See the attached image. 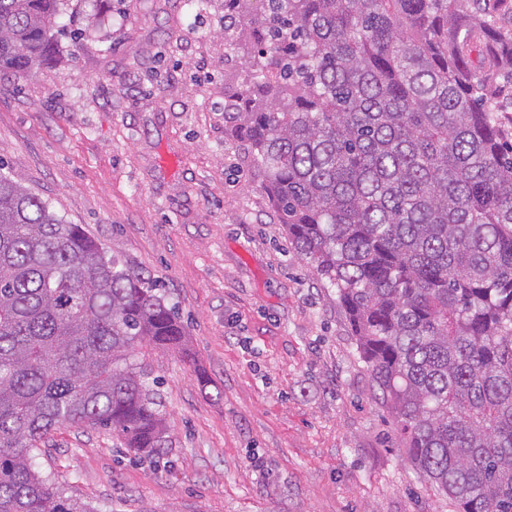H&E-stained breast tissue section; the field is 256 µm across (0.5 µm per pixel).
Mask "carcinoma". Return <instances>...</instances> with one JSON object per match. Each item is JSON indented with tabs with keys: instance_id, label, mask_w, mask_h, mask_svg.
<instances>
[{
	"instance_id": "obj_1",
	"label": "carcinoma",
	"mask_w": 512,
	"mask_h": 512,
	"mask_svg": "<svg viewBox=\"0 0 512 512\" xmlns=\"http://www.w3.org/2000/svg\"><path fill=\"white\" fill-rule=\"evenodd\" d=\"M504 0H224L248 142L294 251L336 289L410 462L457 512H512V32ZM62 0H0V77L55 53ZM175 306L0 173V512H92L32 467L51 430L171 437L148 344Z\"/></svg>"
}]
</instances>
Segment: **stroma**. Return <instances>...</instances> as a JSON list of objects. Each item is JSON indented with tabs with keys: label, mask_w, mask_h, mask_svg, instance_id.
<instances>
[{
	"label": "stroma",
	"mask_w": 512,
	"mask_h": 512,
	"mask_svg": "<svg viewBox=\"0 0 512 512\" xmlns=\"http://www.w3.org/2000/svg\"><path fill=\"white\" fill-rule=\"evenodd\" d=\"M82 34L0 79V172L157 281L187 352L142 348L172 448L53 429L34 468L95 512H453L400 445L351 328L290 249L246 142L224 0H66Z\"/></svg>",
	"instance_id": "35a3bbf8"
}]
</instances>
